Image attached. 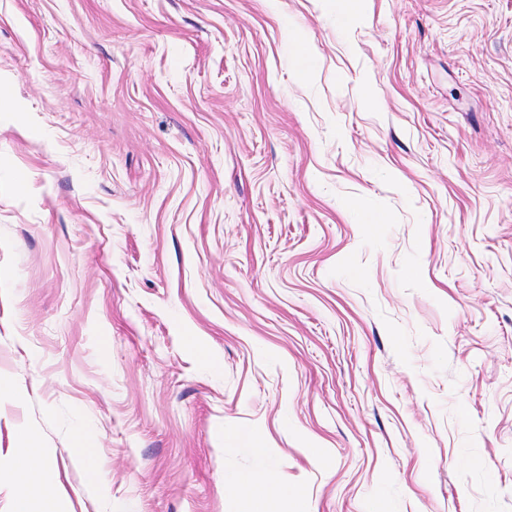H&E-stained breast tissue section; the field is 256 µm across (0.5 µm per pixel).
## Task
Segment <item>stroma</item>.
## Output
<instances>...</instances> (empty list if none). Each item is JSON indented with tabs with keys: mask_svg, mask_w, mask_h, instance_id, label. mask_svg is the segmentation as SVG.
I'll return each instance as SVG.
<instances>
[{
	"mask_svg": "<svg viewBox=\"0 0 512 512\" xmlns=\"http://www.w3.org/2000/svg\"><path fill=\"white\" fill-rule=\"evenodd\" d=\"M0 381V512L22 430L66 512H244L255 443L512 512V0H0Z\"/></svg>",
	"mask_w": 512,
	"mask_h": 512,
	"instance_id": "1",
	"label": "stroma"
}]
</instances>
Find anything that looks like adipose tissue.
Masks as SVG:
<instances>
[{
	"instance_id": "obj_1",
	"label": "adipose tissue",
	"mask_w": 512,
	"mask_h": 512,
	"mask_svg": "<svg viewBox=\"0 0 512 512\" xmlns=\"http://www.w3.org/2000/svg\"><path fill=\"white\" fill-rule=\"evenodd\" d=\"M11 468L17 477L15 512H61L62 498L41 490L38 479L48 470V459L37 436L23 433L17 442ZM237 493L247 503V512H280L284 500H292L294 512H308V502L300 493L289 492L274 473L262 470L235 483Z\"/></svg>"
}]
</instances>
